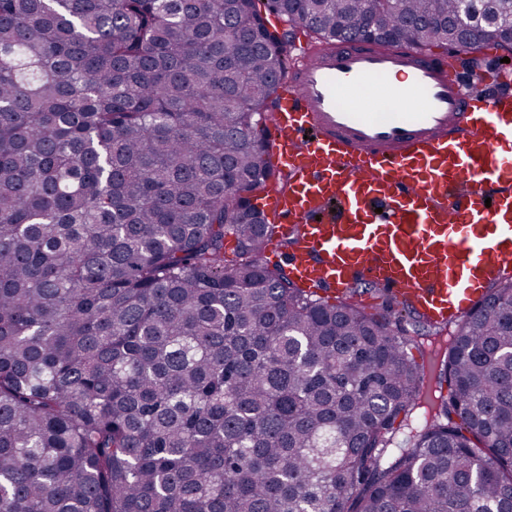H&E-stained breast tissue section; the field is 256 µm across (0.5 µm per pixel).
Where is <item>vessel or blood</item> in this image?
<instances>
[{
	"instance_id": "vessel-or-blood-1",
	"label": "vessel or blood",
	"mask_w": 512,
	"mask_h": 512,
	"mask_svg": "<svg viewBox=\"0 0 512 512\" xmlns=\"http://www.w3.org/2000/svg\"><path fill=\"white\" fill-rule=\"evenodd\" d=\"M287 170L255 202L292 237L297 287L361 284L422 317L466 318L512 273V95L404 45L303 46L267 119Z\"/></svg>"
}]
</instances>
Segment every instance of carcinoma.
<instances>
[{"label": "carcinoma", "mask_w": 512, "mask_h": 512, "mask_svg": "<svg viewBox=\"0 0 512 512\" xmlns=\"http://www.w3.org/2000/svg\"><path fill=\"white\" fill-rule=\"evenodd\" d=\"M275 13L512 52V0ZM279 40L256 0H0V512H512V277L405 328L261 259Z\"/></svg>", "instance_id": "obj_1"}]
</instances>
